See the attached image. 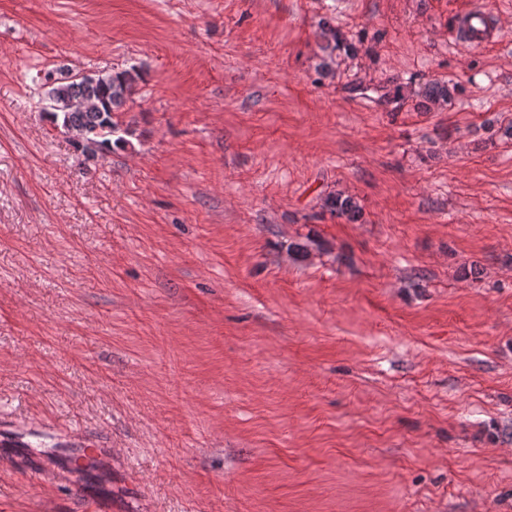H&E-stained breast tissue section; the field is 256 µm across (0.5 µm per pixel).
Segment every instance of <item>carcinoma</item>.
I'll list each match as a JSON object with an SVG mask.
<instances>
[{
  "instance_id": "1",
  "label": "carcinoma",
  "mask_w": 512,
  "mask_h": 512,
  "mask_svg": "<svg viewBox=\"0 0 512 512\" xmlns=\"http://www.w3.org/2000/svg\"><path fill=\"white\" fill-rule=\"evenodd\" d=\"M328 56L338 50L356 51L347 43L340 32L326 20L322 21ZM141 75L132 67L105 75L88 76L66 73L58 78H47L44 92L45 110L53 122L65 133L71 135L77 151L85 158L104 156L112 147L127 143L125 135L129 129L121 128L118 112L133 93ZM461 88L442 82L425 85L418 108L429 111L435 106L453 104ZM326 206L339 216L353 219L358 215L359 206L350 197L331 195Z\"/></svg>"
}]
</instances>
